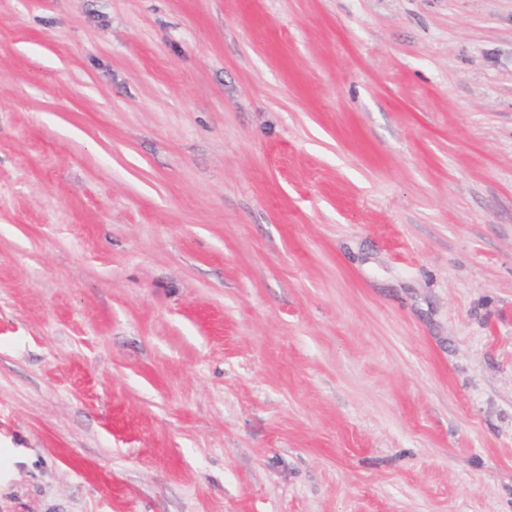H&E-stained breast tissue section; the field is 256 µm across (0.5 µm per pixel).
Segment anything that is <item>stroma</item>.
<instances>
[{
    "instance_id": "1",
    "label": "stroma",
    "mask_w": 512,
    "mask_h": 512,
    "mask_svg": "<svg viewBox=\"0 0 512 512\" xmlns=\"http://www.w3.org/2000/svg\"><path fill=\"white\" fill-rule=\"evenodd\" d=\"M0 512H512V0H0Z\"/></svg>"
}]
</instances>
